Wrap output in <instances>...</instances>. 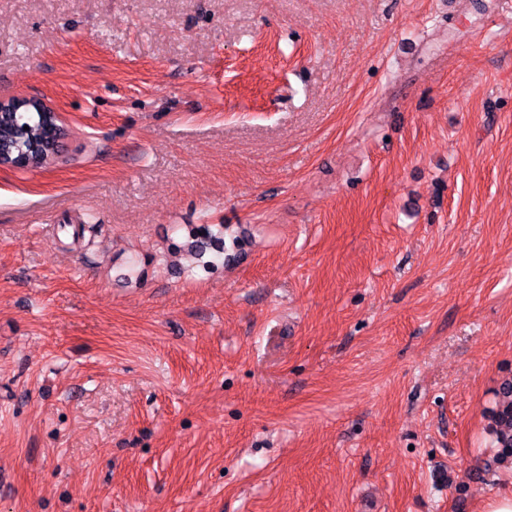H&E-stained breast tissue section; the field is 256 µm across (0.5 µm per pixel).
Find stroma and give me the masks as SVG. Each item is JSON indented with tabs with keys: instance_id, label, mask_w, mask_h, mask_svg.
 I'll return each mask as SVG.
<instances>
[{
	"instance_id": "obj_1",
	"label": "stroma",
	"mask_w": 512,
	"mask_h": 512,
	"mask_svg": "<svg viewBox=\"0 0 512 512\" xmlns=\"http://www.w3.org/2000/svg\"><path fill=\"white\" fill-rule=\"evenodd\" d=\"M14 96L68 137L0 168V512L512 490V0H0ZM226 224H200L191 226L188 229V236L175 249L186 248L200 259V266L203 270L214 267L217 260L223 258L224 262V232L227 231ZM206 258V260H205ZM492 433L495 436V460L499 464H512V380L500 388V399L492 416Z\"/></svg>"
}]
</instances>
